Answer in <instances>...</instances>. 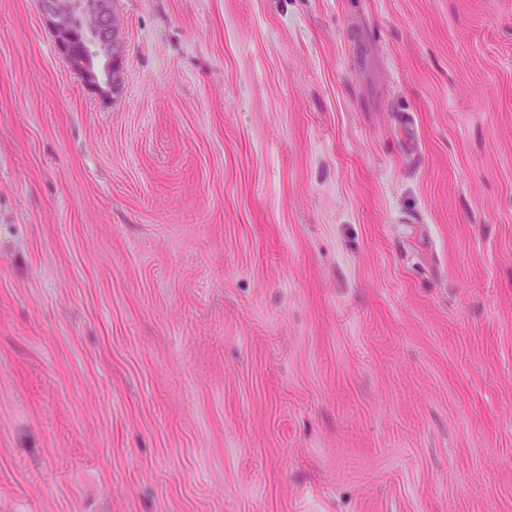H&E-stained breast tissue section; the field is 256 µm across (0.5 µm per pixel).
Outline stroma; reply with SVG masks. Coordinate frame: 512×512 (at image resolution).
<instances>
[{"mask_svg": "<svg viewBox=\"0 0 512 512\" xmlns=\"http://www.w3.org/2000/svg\"><path fill=\"white\" fill-rule=\"evenodd\" d=\"M115 8L0 0V512H512V0ZM40 11L55 33L58 52L82 67L103 54L112 70V91H118L125 46L115 1L41 0Z\"/></svg>", "mask_w": 512, "mask_h": 512, "instance_id": "1", "label": "stroma"}]
</instances>
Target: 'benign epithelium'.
Masks as SVG:
<instances>
[{"label": "benign epithelium", "mask_w": 512, "mask_h": 512, "mask_svg": "<svg viewBox=\"0 0 512 512\" xmlns=\"http://www.w3.org/2000/svg\"><path fill=\"white\" fill-rule=\"evenodd\" d=\"M40 11L61 55L82 67L104 55L112 70V90L120 89L125 46L115 0H41Z\"/></svg>", "instance_id": "7a95c632"}]
</instances>
